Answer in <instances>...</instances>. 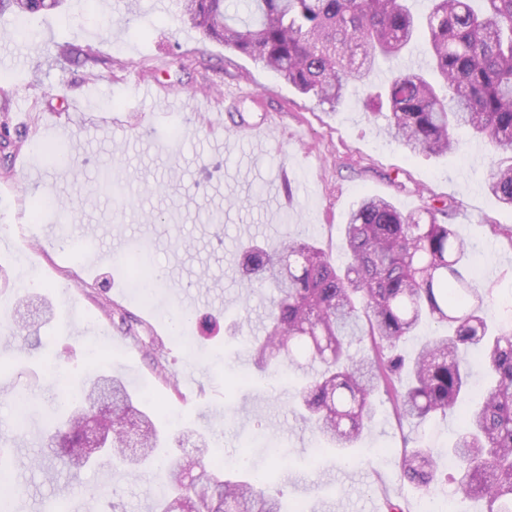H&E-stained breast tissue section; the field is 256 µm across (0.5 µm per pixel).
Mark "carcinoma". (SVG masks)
Wrapping results in <instances>:
<instances>
[{
	"instance_id": "1",
	"label": "carcinoma",
	"mask_w": 512,
	"mask_h": 512,
	"mask_svg": "<svg viewBox=\"0 0 512 512\" xmlns=\"http://www.w3.org/2000/svg\"><path fill=\"white\" fill-rule=\"evenodd\" d=\"M60 2L0 0V11L34 14ZM428 2L423 16L409 0H180V7L205 38L333 109L350 83L365 82L378 62L422 42L426 66L394 76L365 107L382 114L392 139L413 155L455 149L460 128L512 154V0ZM487 188L512 207V162H494ZM452 210L442 201L405 215L382 197L361 199L345 224L342 267L307 239L244 249L245 287L272 289L251 356L264 371L288 360L303 378L302 418L331 447L352 448L371 427L379 395L416 426L448 416L466 390L470 356L478 355L490 385L448 448L459 471L456 500L512 512V332L489 326V297L466 270L467 243L441 221ZM427 320L442 331L408 363L399 345ZM355 342L365 349L350 352ZM138 403L120 379L96 375L60 405L47 447L77 477L102 459L87 436L92 418L109 444L106 456L136 474L166 441L161 411ZM206 448L200 435L194 450L169 460L155 512H283L264 490L269 475L241 465L250 477L233 480L204 462ZM400 480L435 495L434 449L405 438Z\"/></svg>"
}]
</instances>
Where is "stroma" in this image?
<instances>
[{
    "mask_svg": "<svg viewBox=\"0 0 512 512\" xmlns=\"http://www.w3.org/2000/svg\"><path fill=\"white\" fill-rule=\"evenodd\" d=\"M71 48V59L59 56ZM0 113L12 140L11 177L0 176V454L12 465L14 512H152L160 466L142 476L102 461L80 479L63 473L43 442L64 390L91 371L122 378L168 417L170 457L210 440L215 463L248 456L272 472L268 493L288 512H367L384 495L407 512L423 497L399 479L403 437L447 449L459 415L399 425L389 403L346 465L322 448L293 408L288 365L262 372L249 348L262 336L265 289L244 288L239 243L277 248L311 236L336 264L348 214L378 196L404 213L431 199L455 205L449 222L473 251L475 285L497 325L512 329V209L486 182L497 155L459 130V149L412 156L349 87L337 109L318 105L245 55L206 40L180 18L178 0H63L61 8L0 13ZM236 93L225 111V93ZM122 126H112V115ZM270 125L262 148L238 139V123ZM71 151L51 165L45 146ZM112 169L133 199L116 203L101 183ZM41 326L30 345L9 328L19 300ZM122 308L162 340L161 357L126 337L110 317ZM96 332L79 336V328Z\"/></svg>",
    "mask_w": 512,
    "mask_h": 512,
    "instance_id": "stroma-1",
    "label": "stroma"
}]
</instances>
